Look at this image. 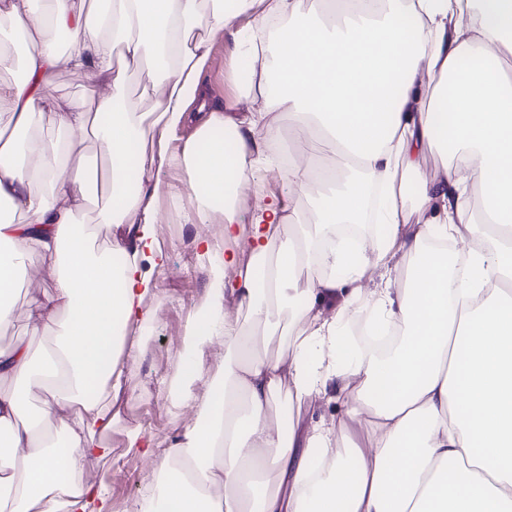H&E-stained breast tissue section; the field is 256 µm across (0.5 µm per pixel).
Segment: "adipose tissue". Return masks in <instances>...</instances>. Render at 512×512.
Here are the masks:
<instances>
[{
  "mask_svg": "<svg viewBox=\"0 0 512 512\" xmlns=\"http://www.w3.org/2000/svg\"><path fill=\"white\" fill-rule=\"evenodd\" d=\"M318 3L0 0L32 46L24 79L0 83V201L23 216L0 219V324L34 269L56 281L28 300L29 333L47 346L0 349V512H110L81 476L111 453L123 332L155 318L143 264L165 265L154 226L166 197L177 220L223 224L198 236L205 253L245 240L251 259L225 253L186 329L172 393L195 420L169 448L129 436V452L161 460L140 512H512V0ZM243 17L262 36L243 47L257 64L209 107L211 45ZM63 68L94 83L93 104L46 96ZM132 73L143 112L125 95ZM47 111L54 141L29 134ZM282 112L295 116L288 181L308 206L271 196L245 229L237 187L272 170ZM192 113L198 127L180 139ZM90 135L111 185L103 248L79 221L97 168L71 161ZM170 172L188 175L189 193L172 191ZM370 184L383 238L320 249L360 222ZM229 295L261 337L225 312ZM364 320L397 335L391 352L354 351ZM330 386L342 418L301 428L300 407ZM283 396L296 408L280 419L270 408Z\"/></svg>",
  "mask_w": 512,
  "mask_h": 512,
  "instance_id": "ef3b65f1",
  "label": "adipose tissue"
}]
</instances>
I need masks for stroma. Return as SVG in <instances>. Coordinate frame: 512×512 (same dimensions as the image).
<instances>
[{
	"label": "stroma",
	"mask_w": 512,
	"mask_h": 512,
	"mask_svg": "<svg viewBox=\"0 0 512 512\" xmlns=\"http://www.w3.org/2000/svg\"><path fill=\"white\" fill-rule=\"evenodd\" d=\"M235 45L230 35L212 45L210 65L202 76L209 102L221 103L231 98L236 92V72L250 68L247 57H235ZM156 230L168 255L166 268L151 272L157 290L147 304L155 310L157 319L141 326L132 324L126 329L122 360L127 391L115 404L118 419L105 436L112 454L85 466L86 471L107 485L112 512H136L137 503L151 481V471L156 467L154 461L129 453L130 433L142 431L157 448L169 447L177 436L167 383L176 372L187 324L193 313L206 303L209 271L220 262L219 257L200 255L196 238L204 232L219 235L221 225L164 223L157 225ZM140 346L146 349L142 359L134 356Z\"/></svg>",
	"instance_id": "stroma-1"
}]
</instances>
